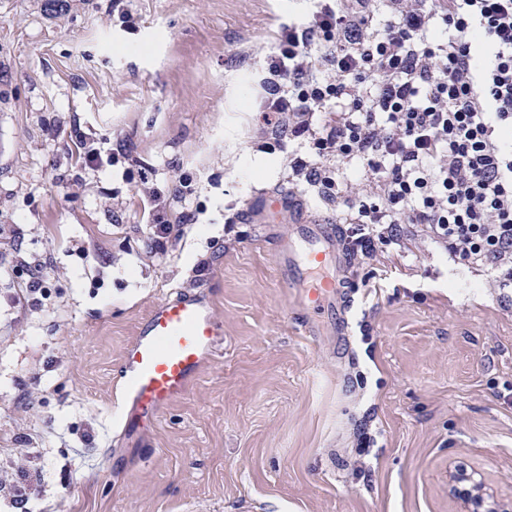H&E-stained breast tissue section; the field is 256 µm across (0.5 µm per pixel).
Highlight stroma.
<instances>
[{"mask_svg": "<svg viewBox=\"0 0 512 512\" xmlns=\"http://www.w3.org/2000/svg\"><path fill=\"white\" fill-rule=\"evenodd\" d=\"M312 5L129 0L125 31L109 0H0V463L42 469L38 512H461L458 467L512 512V293L418 237L352 268L337 319L279 272L300 212L336 216L288 150L252 146L264 60ZM61 125L124 141L154 184L193 172L198 224L150 256L137 188L79 171ZM43 258L33 310L24 263ZM179 293L212 303L221 352L124 431L121 357Z\"/></svg>", "mask_w": 512, "mask_h": 512, "instance_id": "1", "label": "stroma"}]
</instances>
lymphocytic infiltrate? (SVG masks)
<instances>
[{
	"mask_svg": "<svg viewBox=\"0 0 512 512\" xmlns=\"http://www.w3.org/2000/svg\"><path fill=\"white\" fill-rule=\"evenodd\" d=\"M317 0L281 27L260 81L258 148L307 144L296 174L341 200L345 246L368 264L401 250L404 227L480 263L512 291V0ZM359 161L347 196L327 161ZM192 178L149 187L138 208L152 255L198 221Z\"/></svg>",
	"mask_w": 512,
	"mask_h": 512,
	"instance_id": "obj_1",
	"label": "lymphocytic infiltrate"
}]
</instances>
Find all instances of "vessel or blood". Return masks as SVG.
<instances>
[{
	"label": "vessel or blood",
	"instance_id": "vessel-or-blood-1",
	"mask_svg": "<svg viewBox=\"0 0 512 512\" xmlns=\"http://www.w3.org/2000/svg\"><path fill=\"white\" fill-rule=\"evenodd\" d=\"M338 232V225L302 217L278 252V266L288 283L306 287L309 302L324 313L336 312V300L327 286L313 287L308 280L312 270L336 254ZM223 335L206 300L181 294L155 304L121 358L126 379L122 421L143 425L184 394L203 364L217 355Z\"/></svg>",
	"mask_w": 512,
	"mask_h": 512
}]
</instances>
